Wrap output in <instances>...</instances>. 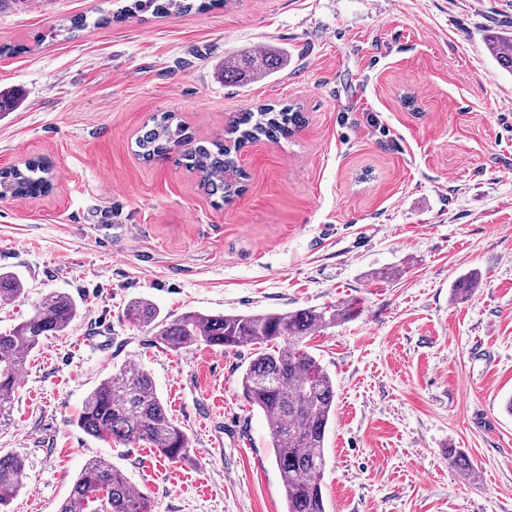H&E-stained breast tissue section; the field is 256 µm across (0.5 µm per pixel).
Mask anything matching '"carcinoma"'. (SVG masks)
<instances>
[{
  "instance_id": "obj_1",
  "label": "carcinoma",
  "mask_w": 512,
  "mask_h": 512,
  "mask_svg": "<svg viewBox=\"0 0 512 512\" xmlns=\"http://www.w3.org/2000/svg\"><path fill=\"white\" fill-rule=\"evenodd\" d=\"M126 5L111 20L122 21L145 13L203 12L215 0H124ZM488 49L499 65L512 72V40H494ZM280 61L265 53L244 59V66L224 67V80L240 81L247 75L272 74ZM306 123L293 105H260L254 112L232 118L224 140L207 146L186 135L173 114L153 120L136 141L138 155L147 162L176 153L187 170L199 175V186L209 196L229 202L243 187L246 173L239 168L238 154L263 138H288ZM45 169L36 162L0 171V179L12 184L19 196L47 190ZM478 274L469 272L453 285V294L466 295L478 286ZM24 292L20 279L0 273V299L14 300ZM355 304L347 301L326 310L303 308L287 313L208 315L187 312L167 321L147 300L128 306L127 317L138 326H153L157 339L174 349L199 343L207 346L247 348L250 361L240 387L245 399L270 420V448L279 470L285 500L284 512H326L322 481L326 469L325 440L336 408L332 377L309 350L308 341L339 320L355 317ZM79 315V305L67 293L45 295L33 314L7 332H0V427L10 423L17 379L28 356L46 336L64 332ZM86 434L105 442L125 445L145 442L172 461L189 452L186 433L169 415L151 375L141 366L125 365L89 393L78 419ZM448 464L468 477L474 465L462 450L448 449ZM24 463L16 455H0V507L22 488ZM59 512H152V503L135 490L125 476L104 458L88 460L73 482Z\"/></svg>"
}]
</instances>
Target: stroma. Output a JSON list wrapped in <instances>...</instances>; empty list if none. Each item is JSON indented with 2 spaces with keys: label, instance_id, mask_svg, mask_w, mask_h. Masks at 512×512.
I'll return each mask as SVG.
<instances>
[{
  "label": "stroma",
  "instance_id": "1",
  "mask_svg": "<svg viewBox=\"0 0 512 512\" xmlns=\"http://www.w3.org/2000/svg\"><path fill=\"white\" fill-rule=\"evenodd\" d=\"M113 0L0 6V169H47L49 189L0 199V271L24 294L0 331L50 292L80 314L29 356L0 452L24 461L7 512H58L86 461L108 459L155 512H284L270 425L242 396L248 349L178 350L126 317L289 312L352 300L315 335L336 384L326 512H512V0H229L111 21ZM86 17L85 28L71 21ZM107 24H99V17ZM272 75L230 83L248 53ZM294 105L308 122L243 149L231 202L135 140L175 114L189 136ZM477 271L464 298L452 286ZM134 363L185 431L188 459L106 443L77 424L89 392ZM464 450L465 479L448 464ZM244 64L248 70L239 65H225L224 79L225 81H240L248 75L258 76L272 74L279 67L280 61L276 55L272 53L260 54L258 56H250L244 59ZM248 73V74H247Z\"/></svg>",
  "mask_w": 512,
  "mask_h": 512
}]
</instances>
